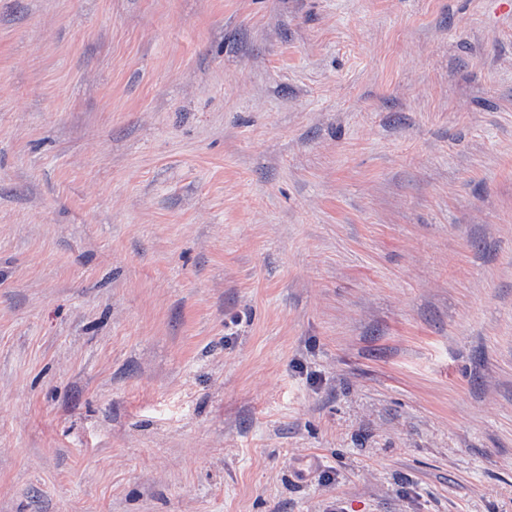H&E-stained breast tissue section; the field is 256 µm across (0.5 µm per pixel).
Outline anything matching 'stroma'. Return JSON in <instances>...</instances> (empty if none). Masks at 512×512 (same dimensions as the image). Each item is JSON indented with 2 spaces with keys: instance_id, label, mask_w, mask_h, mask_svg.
<instances>
[{
  "instance_id": "obj_1",
  "label": "stroma",
  "mask_w": 512,
  "mask_h": 512,
  "mask_svg": "<svg viewBox=\"0 0 512 512\" xmlns=\"http://www.w3.org/2000/svg\"><path fill=\"white\" fill-rule=\"evenodd\" d=\"M0 512H512V9L0 0Z\"/></svg>"
}]
</instances>
